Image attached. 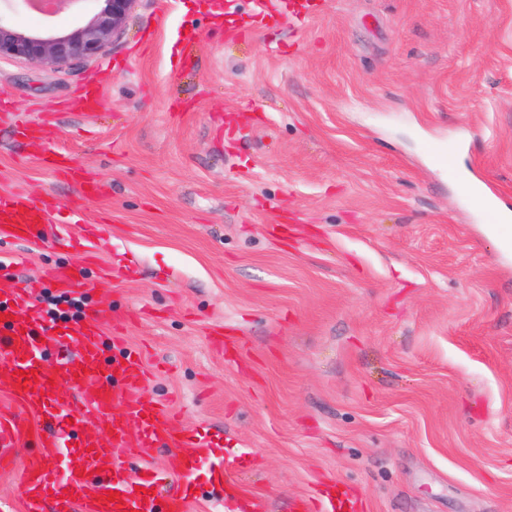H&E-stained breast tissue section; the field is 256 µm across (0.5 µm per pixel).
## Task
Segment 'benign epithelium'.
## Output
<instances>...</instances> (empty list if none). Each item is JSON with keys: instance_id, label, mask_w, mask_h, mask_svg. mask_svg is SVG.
<instances>
[{"instance_id": "1", "label": "benign epithelium", "mask_w": 512, "mask_h": 512, "mask_svg": "<svg viewBox=\"0 0 512 512\" xmlns=\"http://www.w3.org/2000/svg\"><path fill=\"white\" fill-rule=\"evenodd\" d=\"M15 0H0V62L31 63L56 70L101 56L119 38L142 0H93L95 8L81 24L40 35L13 26L8 12Z\"/></svg>"}]
</instances>
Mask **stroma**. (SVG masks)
Here are the masks:
<instances>
[{
	"label": "stroma",
	"mask_w": 512,
	"mask_h": 512,
	"mask_svg": "<svg viewBox=\"0 0 512 512\" xmlns=\"http://www.w3.org/2000/svg\"><path fill=\"white\" fill-rule=\"evenodd\" d=\"M195 2L143 0L94 60L0 63V192L60 214L0 237V284L57 295L63 237L101 225L73 293L112 313L104 360L139 349L145 395L240 471L191 512H512V240L468 189L512 212V0Z\"/></svg>",
	"instance_id": "obj_1"
}]
</instances>
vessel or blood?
<instances>
[{"label":"vessel or blood","mask_w":512,"mask_h":512,"mask_svg":"<svg viewBox=\"0 0 512 512\" xmlns=\"http://www.w3.org/2000/svg\"><path fill=\"white\" fill-rule=\"evenodd\" d=\"M52 227L51 209L20 193L0 194V234L19 242ZM112 316L95 311L57 334L64 347L57 365L37 355L43 315L25 288H0V392L13 407L0 411V463L12 449L36 441L22 466L19 495L24 512H189L200 465L211 461L210 478H228L208 435L179 423L168 405L148 399L143 357L126 348L104 363L99 339ZM95 417L83 427L76 409ZM142 450H174L176 469L148 466L128 472L116 459L130 435Z\"/></svg>","instance_id":"obj_1"}]
</instances>
